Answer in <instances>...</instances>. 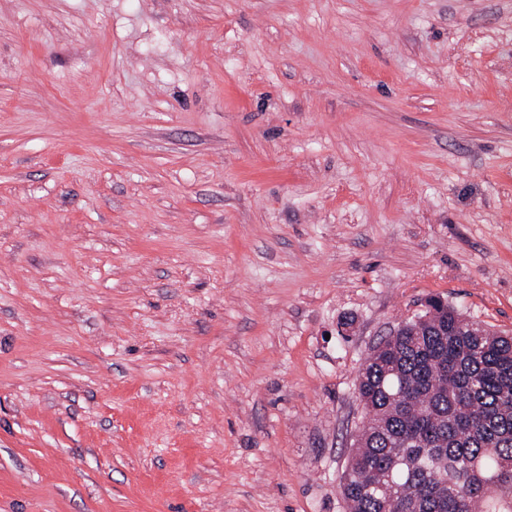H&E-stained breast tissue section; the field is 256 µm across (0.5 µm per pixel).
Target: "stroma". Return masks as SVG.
<instances>
[{
	"instance_id": "stroma-1",
	"label": "stroma",
	"mask_w": 512,
	"mask_h": 512,
	"mask_svg": "<svg viewBox=\"0 0 512 512\" xmlns=\"http://www.w3.org/2000/svg\"><path fill=\"white\" fill-rule=\"evenodd\" d=\"M432 295L512 332V0H0V512H347Z\"/></svg>"
}]
</instances>
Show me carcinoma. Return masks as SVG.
<instances>
[{
	"instance_id": "carcinoma-1",
	"label": "carcinoma",
	"mask_w": 512,
	"mask_h": 512,
	"mask_svg": "<svg viewBox=\"0 0 512 512\" xmlns=\"http://www.w3.org/2000/svg\"><path fill=\"white\" fill-rule=\"evenodd\" d=\"M356 390L348 512H512V334L439 306L373 348Z\"/></svg>"
}]
</instances>
